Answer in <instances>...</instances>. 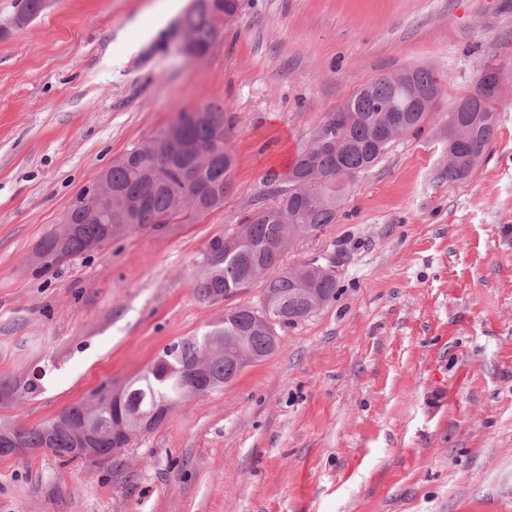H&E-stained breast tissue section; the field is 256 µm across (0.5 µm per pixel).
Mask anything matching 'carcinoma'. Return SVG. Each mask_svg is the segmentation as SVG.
Segmentation results:
<instances>
[{"label": "carcinoma", "mask_w": 512, "mask_h": 512, "mask_svg": "<svg viewBox=\"0 0 512 512\" xmlns=\"http://www.w3.org/2000/svg\"><path fill=\"white\" fill-rule=\"evenodd\" d=\"M39 0H21L14 25L24 26L41 15ZM190 31L198 51L206 53L216 38V26L211 11L194 5L182 21ZM495 64L488 63L480 72L472 90L458 98L469 101L482 97L480 111L468 116V131L463 140H455L456 132L448 129V148L454 159L444 167L442 179L450 183L467 180L481 165L496 133L495 104L498 97L487 92L484 79ZM405 79L399 72H387L375 77L349 96L322 124L336 145L321 151L309 141L298 152L288 172L269 175L270 204H255L240 221L236 231L212 238L206 246L203 272L197 283V293L203 299L227 298L237 289L255 280L263 281L261 309L239 306L224 313V325L199 338L181 340L166 347L153 363L135 380L124 387L123 395L115 398L112 386L102 384L85 400L59 412L55 421H45L34 427L0 425V448L18 442L27 448H49L65 462L76 447V427L86 424L97 434V447H112V424L124 418L128 411L156 409L164 415L185 404L184 392L192 387L207 394L229 382L239 369L220 353L210 358L203 373L194 371L199 358L210 345L224 350L233 346L240 336L249 337L248 347L263 360L270 352L269 333L254 328L255 317H271L273 329L291 325L312 312L310 296L301 292L297 271L279 267L282 253L297 240L314 235L327 225L336 223L344 200V185L358 174L374 166L389 147L401 136L421 127L429 111L415 97L421 93L434 100L438 108L445 87L438 74L426 67L407 69ZM211 120L193 123L187 111L179 112L170 123L180 131L186 145L202 150L210 157L208 166L194 182H186L180 169L190 163L189 154L176 152L166 143L169 127L143 140L108 170L112 187L120 190L131 202L143 199L157 221L137 222L136 213L109 212L100 207V220L82 223L63 242V250L74 260L90 253L89 246L103 240L107 224L112 229L124 226L123 233L136 228L154 233L171 224L193 223L213 210L224 206L226 187L230 186L236 159L229 146L233 123L224 109L206 105ZM395 126L390 140L379 141L375 128ZM310 287L328 303L336 295V278L327 277ZM41 388V378L35 374L21 381L0 378V402L25 399Z\"/></svg>", "instance_id": "carcinoma-1"}]
</instances>
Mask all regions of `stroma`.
I'll return each mask as SVG.
<instances>
[{
  "mask_svg": "<svg viewBox=\"0 0 512 512\" xmlns=\"http://www.w3.org/2000/svg\"><path fill=\"white\" fill-rule=\"evenodd\" d=\"M192 2L55 0L18 29L0 0V377L45 373L0 423L45 422L258 305L259 281L198 298L206 245L360 86L425 66L447 94L281 256L334 257L335 300L118 459L0 457V512H512V0H242L199 60L177 49ZM489 62L495 138L444 181L448 111ZM204 103L233 117L223 208L35 273L74 198Z\"/></svg>",
  "mask_w": 512,
  "mask_h": 512,
  "instance_id": "1",
  "label": "stroma"
}]
</instances>
